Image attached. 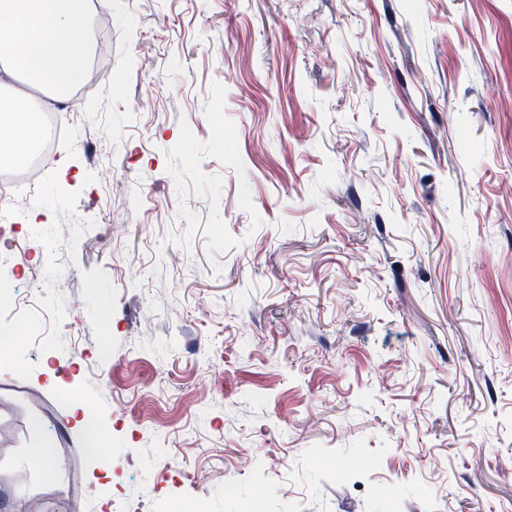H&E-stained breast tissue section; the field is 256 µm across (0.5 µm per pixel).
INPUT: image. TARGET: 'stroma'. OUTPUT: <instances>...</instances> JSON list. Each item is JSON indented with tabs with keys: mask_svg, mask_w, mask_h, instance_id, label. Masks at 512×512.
I'll return each instance as SVG.
<instances>
[{
	"mask_svg": "<svg viewBox=\"0 0 512 512\" xmlns=\"http://www.w3.org/2000/svg\"><path fill=\"white\" fill-rule=\"evenodd\" d=\"M102 7L25 228L55 325L0 376V512H512V0Z\"/></svg>",
	"mask_w": 512,
	"mask_h": 512,
	"instance_id": "stroma-1",
	"label": "stroma"
}]
</instances>
